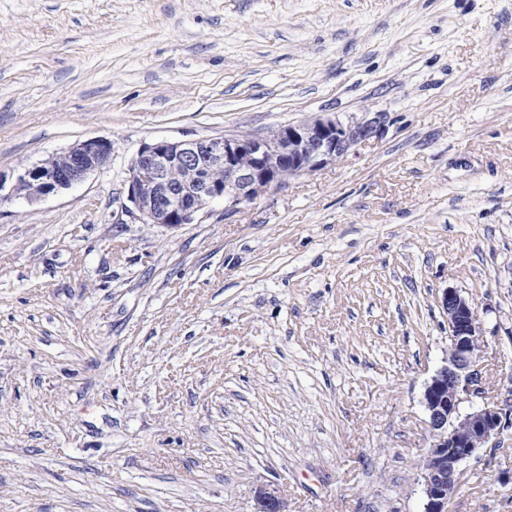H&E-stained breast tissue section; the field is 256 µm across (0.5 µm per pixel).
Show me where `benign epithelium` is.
<instances>
[{"instance_id": "1", "label": "benign epithelium", "mask_w": 512, "mask_h": 512, "mask_svg": "<svg viewBox=\"0 0 512 512\" xmlns=\"http://www.w3.org/2000/svg\"><path fill=\"white\" fill-rule=\"evenodd\" d=\"M383 113L371 119L342 121L322 115L283 125L269 134H228L183 140L157 139L141 144L129 166L128 212L143 224L175 229L191 224L206 206L222 199L231 206L250 202L292 175L311 174L355 151L373 137ZM112 141H81L53 154L11 182L0 174V204L33 203L79 183L108 166ZM207 169L224 170V179H208ZM448 319V357L430 378L424 408L430 445L420 462L426 512H447L459 485L461 463L496 447L512 430V399L463 414L462 400L484 393L481 352L484 335L472 300L448 288L441 297ZM260 512H288L272 492L258 496Z\"/></svg>"}]
</instances>
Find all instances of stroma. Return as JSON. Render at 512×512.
<instances>
[{"instance_id":"obj_1","label":"stroma","mask_w":512,"mask_h":512,"mask_svg":"<svg viewBox=\"0 0 512 512\" xmlns=\"http://www.w3.org/2000/svg\"><path fill=\"white\" fill-rule=\"evenodd\" d=\"M382 113L377 136L174 230L126 211L155 139ZM0 512H424L445 289L512 389V0H0ZM448 512H512V435ZM112 141L104 137L81 141L67 150L53 154L26 169L11 180L0 173V204L4 201L33 203L70 186L108 166L112 159Z\"/></svg>"}]
</instances>
